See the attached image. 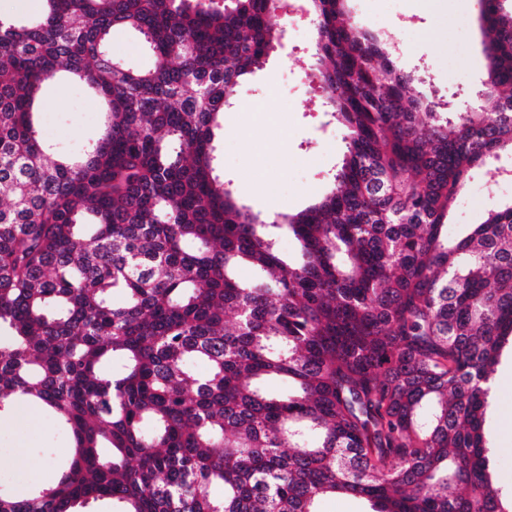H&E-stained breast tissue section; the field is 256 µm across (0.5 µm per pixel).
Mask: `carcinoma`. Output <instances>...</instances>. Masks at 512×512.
Instances as JSON below:
<instances>
[{"instance_id":"1","label":"carcinoma","mask_w":512,"mask_h":512,"mask_svg":"<svg viewBox=\"0 0 512 512\" xmlns=\"http://www.w3.org/2000/svg\"><path fill=\"white\" fill-rule=\"evenodd\" d=\"M311 2L313 91L346 151L327 193L271 216L237 201L214 140L284 36L276 0L0 18V417L37 404L72 437L58 483L0 492V512H316L336 494L512 512L483 433L512 338V204L443 231L468 172L512 153V0H480L469 112L416 96L348 0ZM115 31L153 65L114 57ZM64 73L103 106L75 157L35 119Z\"/></svg>"}]
</instances>
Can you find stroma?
<instances>
[{
  "mask_svg": "<svg viewBox=\"0 0 512 512\" xmlns=\"http://www.w3.org/2000/svg\"><path fill=\"white\" fill-rule=\"evenodd\" d=\"M351 12L373 33L391 36L394 58L414 73L415 91L450 98L475 90L486 60L477 28L479 0H350ZM285 35L263 69L238 88L216 139L224 178L241 204L263 213H295L327 187L339 168L345 143L336 125L317 112L299 78L312 65L310 20H282ZM263 101V113L252 105ZM43 116L56 124L60 152L79 153L94 137L102 117L86 87L63 80L45 92ZM512 202V174L490 182L483 168L472 169L450 206L448 234H464L491 209ZM485 436L491 449L489 472L504 495L512 494V346L504 345L486 413ZM71 445L69 434L39 407L20 408L0 419V488L30 495L34 483L57 480Z\"/></svg>",
  "mask_w": 512,
  "mask_h": 512,
  "instance_id": "1",
  "label": "stroma"
}]
</instances>
